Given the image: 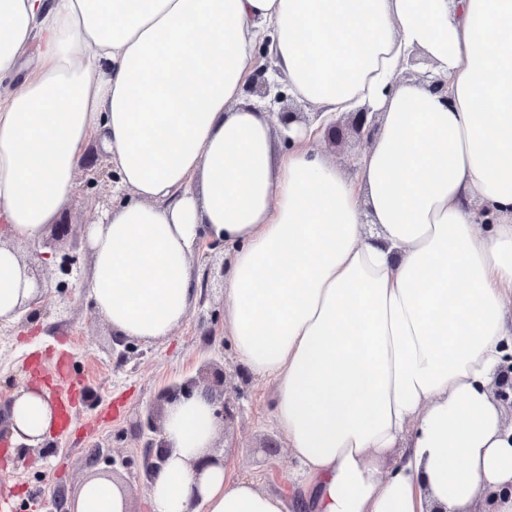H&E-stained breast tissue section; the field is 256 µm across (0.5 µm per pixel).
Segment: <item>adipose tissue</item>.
<instances>
[{
  "label": "adipose tissue",
  "mask_w": 512,
  "mask_h": 512,
  "mask_svg": "<svg viewBox=\"0 0 512 512\" xmlns=\"http://www.w3.org/2000/svg\"><path fill=\"white\" fill-rule=\"evenodd\" d=\"M323 115H382L356 176L316 126L249 100L256 46ZM0 319L36 290L14 245L66 204L91 142L127 197L87 225L83 288L113 334L151 342L197 295L205 240L231 250L224 322L273 381V417L308 484L304 512H512V425L492 385L512 353V0H0ZM446 92L399 78L413 52ZM17 390L15 442L54 424ZM194 390L166 411L151 512H284L221 465ZM75 512H128L91 479Z\"/></svg>",
  "instance_id": "ef3b65f1"
}]
</instances>
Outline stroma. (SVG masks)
I'll return each instance as SVG.
<instances>
[{
	"label": "stroma",
	"instance_id": "stroma-1",
	"mask_svg": "<svg viewBox=\"0 0 512 512\" xmlns=\"http://www.w3.org/2000/svg\"><path fill=\"white\" fill-rule=\"evenodd\" d=\"M103 193L102 187L88 185L85 172H78L58 220L78 226L101 221L107 212ZM76 265L77 278L60 293L59 274L53 264H46L36 318L18 319L10 333L0 334V405L22 385H39L59 396L55 368L62 361L78 381L72 432L66 437L50 433L49 453L21 449L11 437L0 438V497L9 498L13 512H54L45 501L48 492L61 490L72 500L86 480L96 477L129 489L130 512H151L140 475L143 440L136 425L155 406L160 389L194 375L208 358L224 364L228 385L237 394L235 421L227 434L217 435L216 447L241 476L261 490L280 494L286 512H300L296 497L307 479L290 458L275 423L272 382L244 373L231 342L211 345L204 338L207 328L224 331L222 289L197 294L188 318L170 336L138 341L135 352L122 359L110 327L80 287L91 274V254L78 252ZM272 441L279 448L274 456L266 452ZM96 448L104 459L88 466V455Z\"/></svg>",
	"mask_w": 512,
	"mask_h": 512
}]
</instances>
